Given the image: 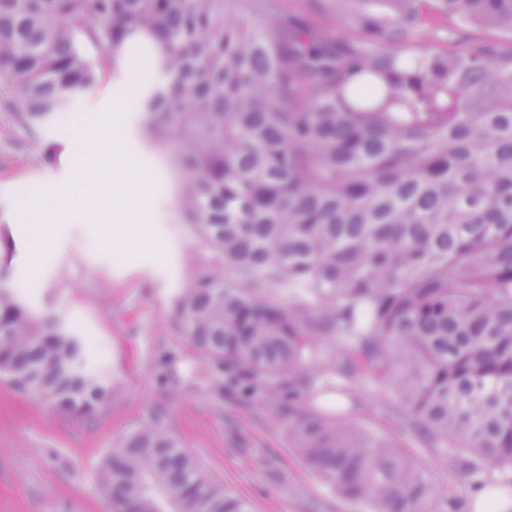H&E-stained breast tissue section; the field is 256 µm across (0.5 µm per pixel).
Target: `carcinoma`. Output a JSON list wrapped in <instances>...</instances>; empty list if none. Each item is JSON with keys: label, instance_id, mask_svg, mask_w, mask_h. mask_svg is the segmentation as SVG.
<instances>
[{"label": "carcinoma", "instance_id": "1", "mask_svg": "<svg viewBox=\"0 0 512 512\" xmlns=\"http://www.w3.org/2000/svg\"><path fill=\"white\" fill-rule=\"evenodd\" d=\"M357 36L303 13L261 29L224 0H0V106L30 131L129 54L143 131L172 141L177 211L201 250L174 299L198 369L162 345L171 395L280 400L295 451L375 512H467L406 454L313 402L336 381L390 386L409 427L484 485L512 487V0H347ZM85 34L106 46L89 57ZM0 378L64 416L112 401L81 336L3 285ZM348 347L323 368L326 336ZM110 512H249L179 445L161 408L112 448Z\"/></svg>", "mask_w": 512, "mask_h": 512}]
</instances>
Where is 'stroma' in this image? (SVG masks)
<instances>
[{
	"label": "stroma",
	"mask_w": 512,
	"mask_h": 512,
	"mask_svg": "<svg viewBox=\"0 0 512 512\" xmlns=\"http://www.w3.org/2000/svg\"><path fill=\"white\" fill-rule=\"evenodd\" d=\"M150 76L137 66L105 75L78 96L52 128L30 134L0 109V237L12 240L9 285L36 313L63 314L91 342L92 360L118 385L94 419L66 417L0 381V512H108L100 467L120 438L154 407L184 448L216 479L245 498L251 512H372L330 492L288 439L279 403L214 400L205 387L169 395L155 378L154 351L178 347L189 366L200 357L183 335L174 298L197 243L174 210L175 179L159 149L141 134L136 85ZM120 111H113V103ZM119 130L115 171L96 176L94 160L77 164L73 144ZM132 164L146 180L130 191L119 167ZM53 218L50 243L36 258L31 218L19 184ZM318 404L337 407L340 422L396 446L432 476L439 494L465 499L481 512L470 478L435 448L405 430L406 412L388 388L364 380L331 389Z\"/></svg>",
	"instance_id": "stroma-1"
}]
</instances>
